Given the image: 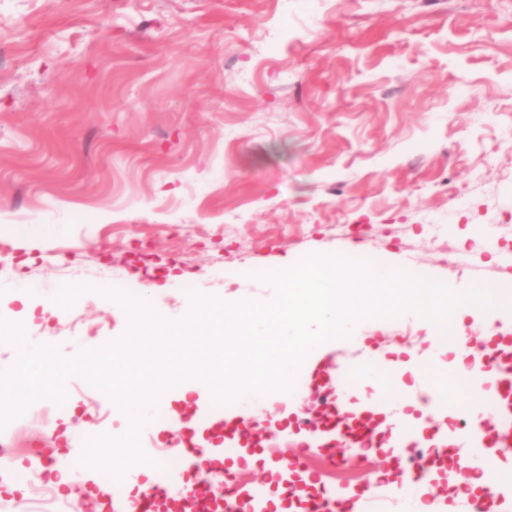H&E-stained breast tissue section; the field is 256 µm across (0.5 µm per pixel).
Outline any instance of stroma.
<instances>
[{"mask_svg":"<svg viewBox=\"0 0 512 512\" xmlns=\"http://www.w3.org/2000/svg\"><path fill=\"white\" fill-rule=\"evenodd\" d=\"M352 252L453 286L512 283V0H0V318L36 344L119 338L126 315L96 293L59 315L31 289L148 290L180 315L193 291L271 298L259 271L283 256ZM364 345L326 356L449 352L417 316L357 324ZM455 335L512 337V316L465 317ZM300 382L249 408L253 435L305 449L296 466L337 486L349 512L395 465L398 403L338 465L324 431L336 383ZM45 433L0 430V502L40 512L23 474L67 468L120 422L85 380L66 384ZM148 435L195 417L201 442L225 408L169 391ZM59 504L108 512L87 468Z\"/></svg>","mask_w":512,"mask_h":512,"instance_id":"obj_1","label":"stroma"}]
</instances>
